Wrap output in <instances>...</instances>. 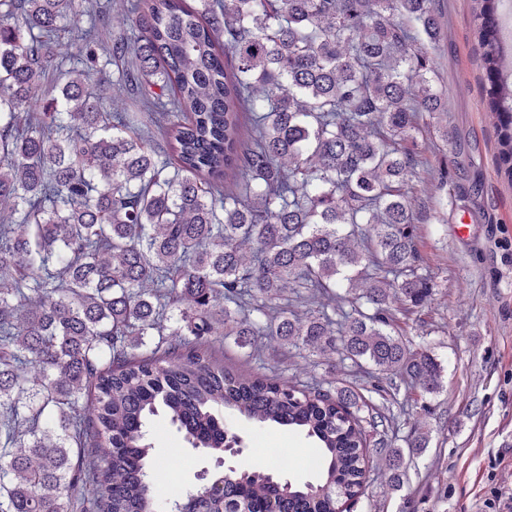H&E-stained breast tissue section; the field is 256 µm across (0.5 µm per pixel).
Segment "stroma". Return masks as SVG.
Returning a JSON list of instances; mask_svg holds the SVG:
<instances>
[{
	"label": "stroma",
	"mask_w": 512,
	"mask_h": 512,
	"mask_svg": "<svg viewBox=\"0 0 512 512\" xmlns=\"http://www.w3.org/2000/svg\"><path fill=\"white\" fill-rule=\"evenodd\" d=\"M436 5L447 35L433 54V66L448 93V131L455 141L446 151L423 152L417 170L430 199L420 219L419 249L438 295L409 324L444 365V388L428 408L406 401L392 424L390 432L399 440L416 421L431 432L403 487L389 490L384 475L372 470L350 512H489V501L512 485V183L497 171V133L485 104L473 4L436 0ZM438 169L448 173L440 188L429 184ZM462 222L468 229L461 235L456 226ZM222 350L226 363L262 374L277 363L285 375L304 382L336 380L363 392L389 385L356 373L335 354L304 357L291 348L276 359L248 362L229 339ZM239 434L249 461H256L258 449L285 448L299 463L284 479H313L302 464L312 450L304 436L257 433L244 425Z\"/></svg>",
	"instance_id": "35a3bbf8"
}]
</instances>
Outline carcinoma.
<instances>
[{
    "label": "carcinoma",
    "instance_id": "obj_1",
    "mask_svg": "<svg viewBox=\"0 0 512 512\" xmlns=\"http://www.w3.org/2000/svg\"><path fill=\"white\" fill-rule=\"evenodd\" d=\"M498 172L512 182V68L498 0H474ZM0 0V512H342L376 457L403 486L429 445L383 433L349 385L224 364L262 340L341 355L421 398L444 366L410 338L435 296L418 248L416 134L448 101L435 0ZM87 18L75 41L67 22ZM137 109L111 112L87 76ZM162 417L194 449L235 421L314 444L313 482L228 465L164 497ZM115 0H110V4L107 7V13L103 17L104 27L102 28L104 31H109L111 34H118L126 30L129 27V21H127L125 12L120 4L113 5Z\"/></svg>",
    "mask_w": 512,
    "mask_h": 512
}]
</instances>
